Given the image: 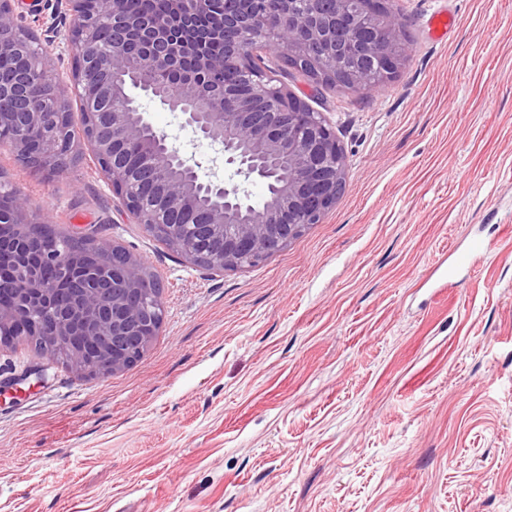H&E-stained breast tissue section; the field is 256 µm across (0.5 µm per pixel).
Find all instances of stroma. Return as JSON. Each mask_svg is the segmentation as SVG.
<instances>
[{"mask_svg": "<svg viewBox=\"0 0 512 512\" xmlns=\"http://www.w3.org/2000/svg\"><path fill=\"white\" fill-rule=\"evenodd\" d=\"M406 60L365 94L274 60L322 113L346 187L321 223L255 267L208 271L135 223L87 143L59 175L0 148V182L69 236L91 228L162 286L133 366L81 374L0 349V512H512V0H392ZM453 24L435 36L431 19ZM51 0L20 22L46 41ZM202 173L232 167L144 101ZM470 270L434 268L473 235Z\"/></svg>", "mask_w": 512, "mask_h": 512, "instance_id": "35a3bbf8", "label": "stroma"}]
</instances>
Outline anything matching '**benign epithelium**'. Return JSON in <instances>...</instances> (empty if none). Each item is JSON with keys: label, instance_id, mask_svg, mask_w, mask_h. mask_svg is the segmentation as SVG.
<instances>
[{"label": "benign epithelium", "instance_id": "benign-epithelium-1", "mask_svg": "<svg viewBox=\"0 0 512 512\" xmlns=\"http://www.w3.org/2000/svg\"><path fill=\"white\" fill-rule=\"evenodd\" d=\"M207 0H173L172 12L161 17L135 16L123 0H54L50 40L63 38L73 51V86L93 82L94 100L83 105L82 139L121 197L136 223L164 236L188 262L211 271L234 270L259 264L288 247L336 204L346 186V155L323 114L283 86L273 84L260 66V52L276 51L298 65L334 77L339 71L336 16L348 0H281L277 20L258 8L260 0H239L224 16V56L205 53L208 37L189 33L192 18ZM19 0H0V46L26 49L31 43L17 23ZM72 17L73 26L61 32L58 18ZM112 21L110 38L103 39L98 22ZM235 61L247 91L240 94L224 80L226 60ZM167 71L180 75L169 89L155 79ZM130 79L146 98L178 114L182 125L197 137L220 147L224 161L235 166L241 182L228 186L199 174L144 117L142 103L121 96ZM65 84L40 57L30 69L0 80V124L10 123L16 137L7 145L24 166H35L48 178L61 173L75 137L68 123ZM47 132V143L30 151L27 130ZM136 148L141 166L131 175L127 151ZM288 159L278 175L274 193L261 206L249 201L245 184L272 175L270 166ZM150 186L147 195L136 185ZM43 224L41 214L17 200L10 220L0 223V269H18L12 281L0 279V347L11 343L19 325L47 337L54 346L69 349L72 367L85 373L93 367L100 376L122 371L145 353L154 334L148 311L155 286L142 264L132 256L112 259V277L98 282L89 272L75 282L73 301L66 310L43 322L56 289L42 279L40 266L57 267L72 277L69 251L57 250L27 263L32 230ZM224 238V249L203 253L210 238ZM85 336L93 347L71 345Z\"/></svg>", "mask_w": 512, "mask_h": 512}]
</instances>
